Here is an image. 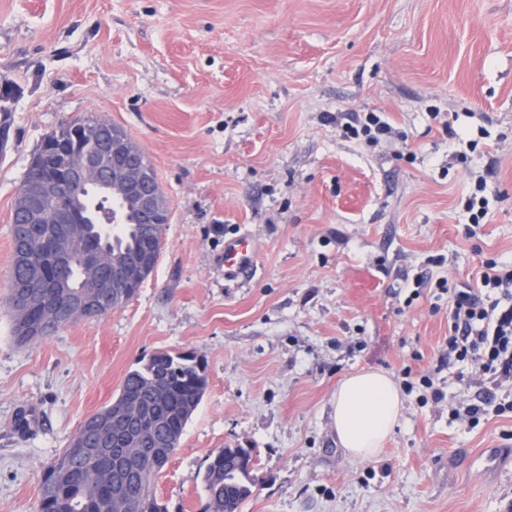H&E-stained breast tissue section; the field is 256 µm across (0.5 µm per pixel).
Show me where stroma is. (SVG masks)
I'll return each mask as SVG.
<instances>
[{"instance_id": "stroma-1", "label": "stroma", "mask_w": 512, "mask_h": 512, "mask_svg": "<svg viewBox=\"0 0 512 512\" xmlns=\"http://www.w3.org/2000/svg\"><path fill=\"white\" fill-rule=\"evenodd\" d=\"M1 87L0 512H37L44 464L163 350L208 379L154 483L168 512H203L220 448L255 454L240 512H512V416L472 427L408 393L367 462L331 419L348 374L435 369L448 311L417 274L473 283L483 260L512 262V0H0ZM340 112L385 113L397 135L365 145ZM90 113L168 198L158 263L108 316L20 346L16 191L44 137ZM480 175L490 215L470 239ZM243 232L258 255L230 281L224 242Z\"/></svg>"}]
</instances>
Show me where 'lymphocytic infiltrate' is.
<instances>
[{"mask_svg":"<svg viewBox=\"0 0 512 512\" xmlns=\"http://www.w3.org/2000/svg\"><path fill=\"white\" fill-rule=\"evenodd\" d=\"M336 123L352 138L375 145L393 134L391 124L377 112L340 115ZM478 287L450 284L440 278L439 295L448 300V336L438 351V368L467 363L475 365L481 392L474 398L451 402L433 374L415 375L404 369L406 391L422 389L433 402H448L452 419L477 426L488 406L497 413H512V401L495 403L493 392L512 383V264L484 260Z\"/></svg>","mask_w":512,"mask_h":512,"instance_id":"obj_1","label":"lymphocytic infiltrate"}]
</instances>
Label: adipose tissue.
<instances>
[{
	"mask_svg": "<svg viewBox=\"0 0 512 512\" xmlns=\"http://www.w3.org/2000/svg\"><path fill=\"white\" fill-rule=\"evenodd\" d=\"M404 400L384 371L362 370L339 382L332 399V424L338 443L352 460L375 459L399 425Z\"/></svg>",
	"mask_w": 512,
	"mask_h": 512,
	"instance_id": "ef3b65f1",
	"label": "adipose tissue"
}]
</instances>
